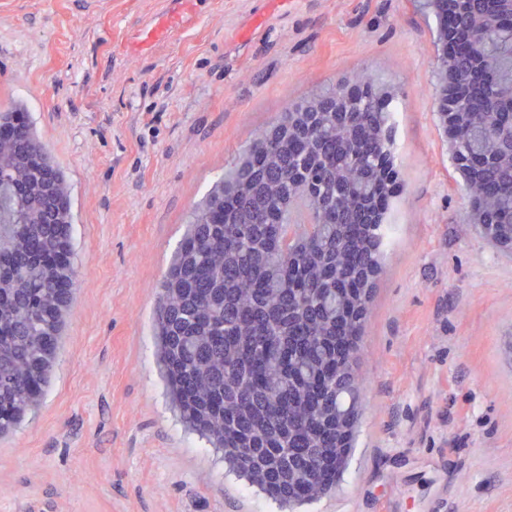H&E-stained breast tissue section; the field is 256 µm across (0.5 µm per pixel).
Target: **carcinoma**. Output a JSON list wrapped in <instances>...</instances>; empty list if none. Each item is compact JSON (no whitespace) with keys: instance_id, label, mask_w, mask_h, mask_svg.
<instances>
[{"instance_id":"1","label":"carcinoma","mask_w":512,"mask_h":512,"mask_svg":"<svg viewBox=\"0 0 512 512\" xmlns=\"http://www.w3.org/2000/svg\"><path fill=\"white\" fill-rule=\"evenodd\" d=\"M453 75L437 90L451 162L488 242L512 257V14L432 0ZM288 107L193 208L160 284L163 376L184 425L281 506L328 493L359 421L348 341L363 334L398 192L389 99L361 73ZM305 204L308 224L290 222ZM71 195L23 105L0 112V436L43 397L74 283Z\"/></svg>"}]
</instances>
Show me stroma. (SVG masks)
Here are the masks:
<instances>
[{"label":"stroma","instance_id":"stroma-1","mask_svg":"<svg viewBox=\"0 0 512 512\" xmlns=\"http://www.w3.org/2000/svg\"><path fill=\"white\" fill-rule=\"evenodd\" d=\"M0 0V111L23 104L72 196L74 300L41 405L0 437V512H280L185 430L153 336L192 206L286 106L381 79L404 185L335 488L295 512H512V260L468 225L421 0Z\"/></svg>","mask_w":512,"mask_h":512}]
</instances>
